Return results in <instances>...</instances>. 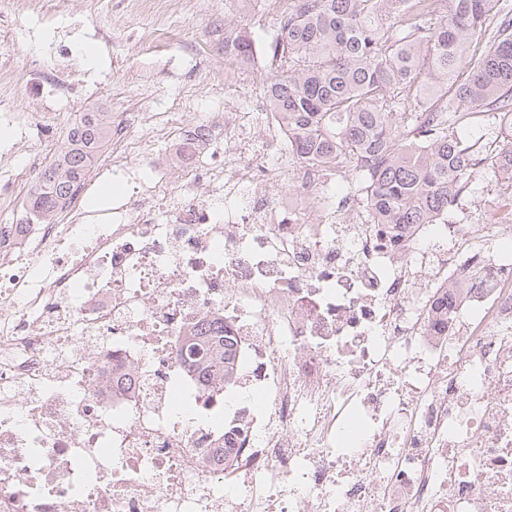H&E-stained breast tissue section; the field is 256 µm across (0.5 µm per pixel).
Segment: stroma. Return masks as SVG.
Here are the masks:
<instances>
[{
	"label": "stroma",
	"instance_id": "35a3bbf8",
	"mask_svg": "<svg viewBox=\"0 0 512 512\" xmlns=\"http://www.w3.org/2000/svg\"><path fill=\"white\" fill-rule=\"evenodd\" d=\"M150 19L138 0H68L66 11H47L44 0H12L0 5V76L23 86L26 111L49 113L43 132L52 152L33 156L16 137L0 153V202L15 195L19 184L33 186L64 149L70 128L88 112H111L113 123L130 135L144 134L143 112H180L186 120L224 109V41L244 30L254 43H270L276 12L272 0H173L167 23L182 34L180 41L155 52L143 49ZM96 42L100 56L88 67L78 54L80 44ZM458 134L475 145L472 183L449 212L456 224L477 213L482 224L498 223L512 212V183L504 180L487 157L504 134L493 115L459 124Z\"/></svg>",
	"mask_w": 512,
	"mask_h": 512
}]
</instances>
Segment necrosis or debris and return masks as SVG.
Returning <instances> with one entry per match:
<instances>
[{
	"mask_svg": "<svg viewBox=\"0 0 512 512\" xmlns=\"http://www.w3.org/2000/svg\"><path fill=\"white\" fill-rule=\"evenodd\" d=\"M149 119L0 220V512H512V226L397 236L275 115Z\"/></svg>",
	"mask_w": 512,
	"mask_h": 512,
	"instance_id": "1",
	"label": "necrosis or debris"
}]
</instances>
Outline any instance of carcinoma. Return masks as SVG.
<instances>
[{
    "instance_id": "obj_1",
    "label": "carcinoma",
    "mask_w": 512,
    "mask_h": 512,
    "mask_svg": "<svg viewBox=\"0 0 512 512\" xmlns=\"http://www.w3.org/2000/svg\"><path fill=\"white\" fill-rule=\"evenodd\" d=\"M252 53L245 31L231 40ZM266 97L304 163L351 177L373 223L402 234L441 224L474 175L473 144L453 125L491 112L512 133L509 0H287L270 44ZM87 113L41 173L30 210L48 223L110 134ZM512 178V140L491 159Z\"/></svg>"
}]
</instances>
